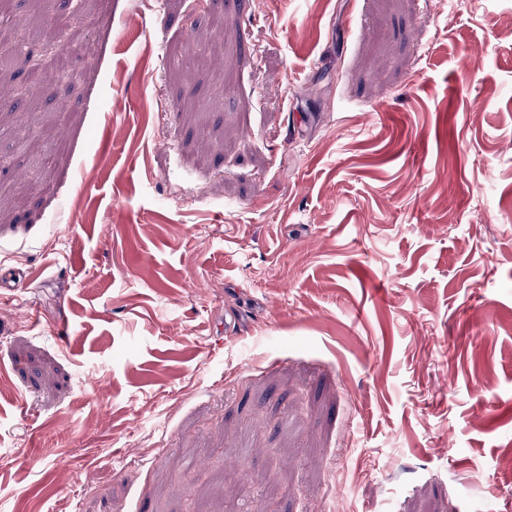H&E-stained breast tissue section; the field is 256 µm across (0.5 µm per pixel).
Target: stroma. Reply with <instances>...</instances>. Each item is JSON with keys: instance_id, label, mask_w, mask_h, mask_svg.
Here are the masks:
<instances>
[{"instance_id": "35a3bbf8", "label": "stroma", "mask_w": 512, "mask_h": 512, "mask_svg": "<svg viewBox=\"0 0 512 512\" xmlns=\"http://www.w3.org/2000/svg\"><path fill=\"white\" fill-rule=\"evenodd\" d=\"M0 7V512H512V0Z\"/></svg>"}]
</instances>
